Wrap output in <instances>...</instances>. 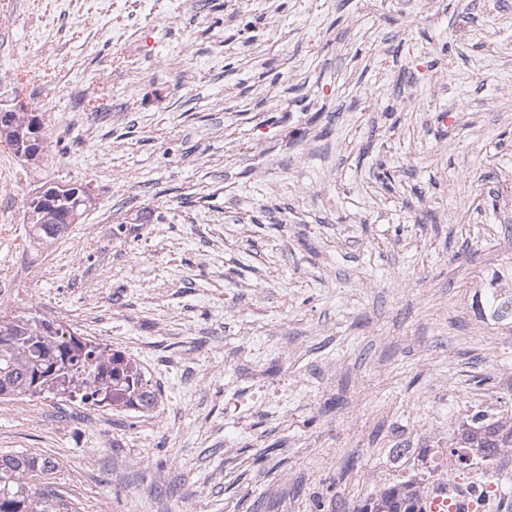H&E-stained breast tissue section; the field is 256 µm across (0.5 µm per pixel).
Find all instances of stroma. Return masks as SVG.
<instances>
[{"mask_svg":"<svg viewBox=\"0 0 512 512\" xmlns=\"http://www.w3.org/2000/svg\"><path fill=\"white\" fill-rule=\"evenodd\" d=\"M0 270L134 358L149 411L0 399L68 512H359L512 410V0H7ZM97 207L55 245L45 181ZM7 112L8 117L0 121V143L7 145L10 150L26 162L36 165L40 162L44 149V135L42 114L35 110H28L26 106L22 110ZM39 141V144L32 142ZM97 206L90 183L62 184L45 182L27 204L26 224L42 244L51 245L64 235L71 224ZM484 288V293L476 295L474 308L480 318L491 319L502 325L512 324V289Z\"/></svg>","mask_w":512,"mask_h":512,"instance_id":"obj_1","label":"stroma"}]
</instances>
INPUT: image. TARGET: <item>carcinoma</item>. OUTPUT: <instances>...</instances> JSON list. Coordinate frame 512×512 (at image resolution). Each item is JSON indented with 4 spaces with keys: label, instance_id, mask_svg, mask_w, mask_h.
<instances>
[{
    "label": "carcinoma",
    "instance_id": "carcinoma-1",
    "mask_svg": "<svg viewBox=\"0 0 512 512\" xmlns=\"http://www.w3.org/2000/svg\"><path fill=\"white\" fill-rule=\"evenodd\" d=\"M42 114L33 109L0 120V143L26 162H40L44 149ZM90 183L45 182L27 204L26 223L45 245L96 208ZM482 319L512 324V289H484L474 303ZM58 399L83 405L150 410L157 397L139 364L112 349L76 336L67 324L29 308L0 317V398ZM504 448H512V416L476 409L459 425L450 444L457 472L483 470ZM57 461L41 454H0V512H56L40 482L56 473ZM424 479L410 475L371 497L363 512H416Z\"/></svg>",
    "mask_w": 512,
    "mask_h": 512
}]
</instances>
